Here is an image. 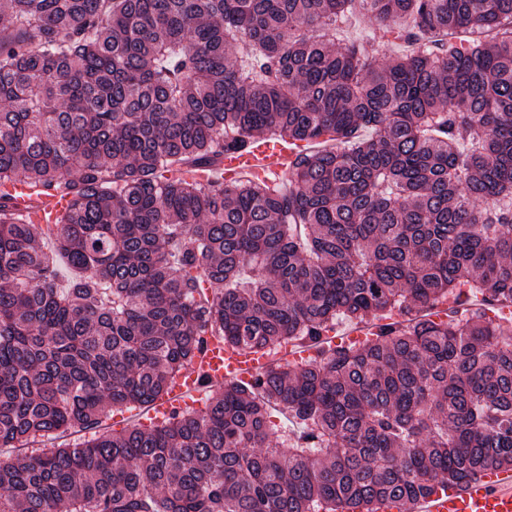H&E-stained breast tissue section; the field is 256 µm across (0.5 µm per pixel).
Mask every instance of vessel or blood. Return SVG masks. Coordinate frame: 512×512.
<instances>
[{
    "mask_svg": "<svg viewBox=\"0 0 512 512\" xmlns=\"http://www.w3.org/2000/svg\"><path fill=\"white\" fill-rule=\"evenodd\" d=\"M300 150L299 143L284 135L257 138L242 148L225 151L210 178L228 184L239 173L256 171L277 180L287 174L291 160ZM7 192L16 213L38 222L43 221L45 213L61 211L72 201L71 196L53 191L34 195L29 183L21 178L9 185ZM270 361L268 353H237L225 346L221 338L207 337L204 350L196 353L167 393L153 402L151 413L159 418L168 416L189 398L200 397L208 384L223 382L227 377L252 380ZM362 512H512V469L492 471L460 484L439 485L412 504L397 498L378 500Z\"/></svg>",
    "mask_w": 512,
    "mask_h": 512,
    "instance_id": "b4317fda",
    "label": "vessel or blood"
}]
</instances>
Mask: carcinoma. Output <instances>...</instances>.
Here are the masks:
<instances>
[{
  "label": "carcinoma",
  "instance_id": "obj_1",
  "mask_svg": "<svg viewBox=\"0 0 512 512\" xmlns=\"http://www.w3.org/2000/svg\"><path fill=\"white\" fill-rule=\"evenodd\" d=\"M358 9L404 45L380 68L337 37ZM274 132L308 143L286 186L168 176ZM17 178L74 198L0 195V449L97 432L0 456V512H336L512 468V0H0ZM341 320L374 331L323 345ZM208 332L315 354L98 430ZM7 192L10 196V204L13 210L22 215H29L33 220L38 222L45 221L44 215L50 212L54 215L56 212L65 209L72 201V196L62 195L52 190L49 194H43L39 198L33 193L34 190L24 179H16L8 186Z\"/></svg>",
  "mask_w": 512,
  "mask_h": 512
}]
</instances>
